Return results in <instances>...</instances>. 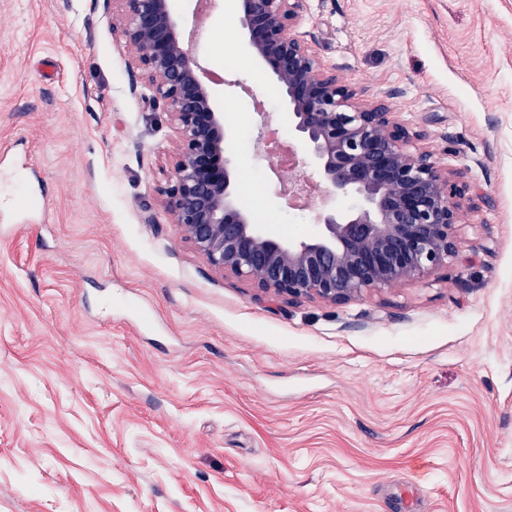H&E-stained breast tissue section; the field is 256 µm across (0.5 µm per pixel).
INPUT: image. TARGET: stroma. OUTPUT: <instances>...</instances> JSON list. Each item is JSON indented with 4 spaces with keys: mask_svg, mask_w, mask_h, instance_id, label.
<instances>
[{
    "mask_svg": "<svg viewBox=\"0 0 512 512\" xmlns=\"http://www.w3.org/2000/svg\"><path fill=\"white\" fill-rule=\"evenodd\" d=\"M255 223L342 199L249 77L224 0H173ZM300 32L461 171L476 211L425 277L348 304L211 269L163 193L167 116L106 0H0V512H512V0H306Z\"/></svg>",
    "mask_w": 512,
    "mask_h": 512,
    "instance_id": "stroma-1",
    "label": "stroma"
}]
</instances>
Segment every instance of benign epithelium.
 I'll return each mask as SVG.
<instances>
[{
    "instance_id": "obj_1",
    "label": "benign epithelium",
    "mask_w": 512,
    "mask_h": 512,
    "mask_svg": "<svg viewBox=\"0 0 512 512\" xmlns=\"http://www.w3.org/2000/svg\"><path fill=\"white\" fill-rule=\"evenodd\" d=\"M132 76L175 133L166 207L209 265L265 297L332 304L431 273L457 250L460 173L414 145L393 93L361 99L297 30L304 0H236L245 47L281 89L293 130L324 188L349 199L318 217L315 233L284 241L239 201L224 113L189 50L171 0H114Z\"/></svg>"
}]
</instances>
